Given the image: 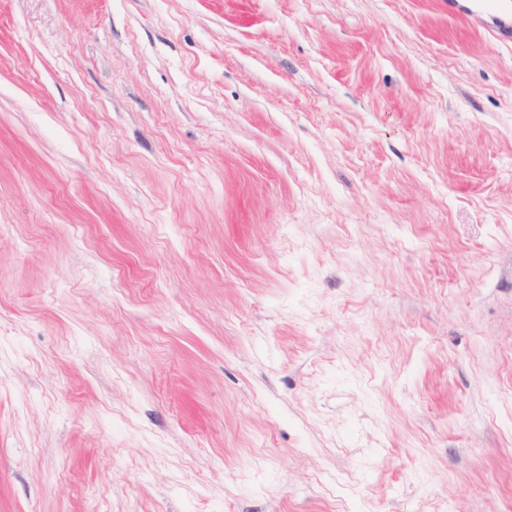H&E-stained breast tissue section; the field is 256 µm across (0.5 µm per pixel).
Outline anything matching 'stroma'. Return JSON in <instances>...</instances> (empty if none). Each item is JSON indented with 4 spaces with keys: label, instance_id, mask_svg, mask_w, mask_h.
<instances>
[{
    "label": "stroma",
    "instance_id": "1",
    "mask_svg": "<svg viewBox=\"0 0 512 512\" xmlns=\"http://www.w3.org/2000/svg\"><path fill=\"white\" fill-rule=\"evenodd\" d=\"M489 22L0 0V512H512Z\"/></svg>",
    "mask_w": 512,
    "mask_h": 512
}]
</instances>
